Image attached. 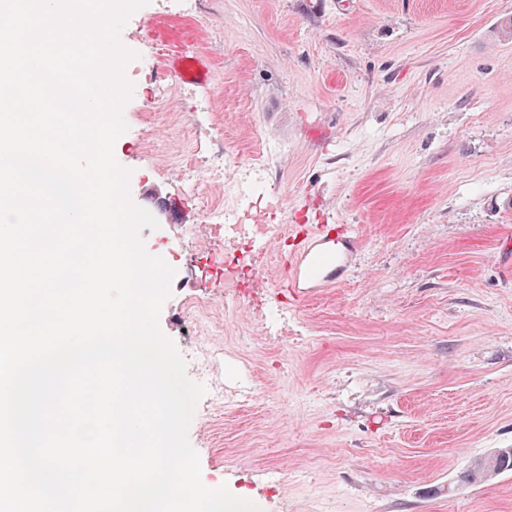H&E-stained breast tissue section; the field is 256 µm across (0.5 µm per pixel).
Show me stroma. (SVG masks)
I'll use <instances>...</instances> for the list:
<instances>
[{"label":"stroma","instance_id":"1","mask_svg":"<svg viewBox=\"0 0 512 512\" xmlns=\"http://www.w3.org/2000/svg\"><path fill=\"white\" fill-rule=\"evenodd\" d=\"M510 16L512 0H150L122 28L133 91L114 155L159 223L146 252L175 272L159 327L192 382L261 390L226 414L199 399L206 487L260 512H512V471L457 482L512 448V40L495 33ZM154 43L204 56L208 80L141 59ZM212 139L256 184L241 223L288 229L233 309L195 263L224 193L180 178ZM298 224L361 243L302 301L273 277ZM262 303L301 342L253 326Z\"/></svg>","mask_w":512,"mask_h":512}]
</instances>
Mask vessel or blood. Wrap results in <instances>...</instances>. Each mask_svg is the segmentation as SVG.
<instances>
[{
    "label": "vessel or blood",
    "instance_id": "1",
    "mask_svg": "<svg viewBox=\"0 0 512 512\" xmlns=\"http://www.w3.org/2000/svg\"><path fill=\"white\" fill-rule=\"evenodd\" d=\"M169 66L188 81L203 82L208 78L206 65L193 54L176 55ZM358 247L357 236L350 232L340 241L318 229L307 233L301 248L290 253L286 263L289 292L301 299L311 289L334 287L348 270V255L356 253Z\"/></svg>",
    "mask_w": 512,
    "mask_h": 512
}]
</instances>
